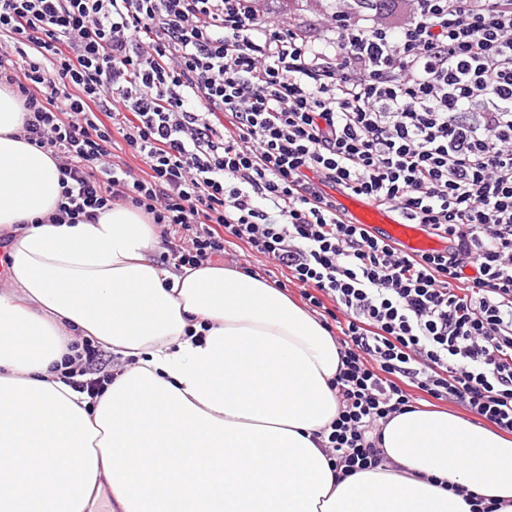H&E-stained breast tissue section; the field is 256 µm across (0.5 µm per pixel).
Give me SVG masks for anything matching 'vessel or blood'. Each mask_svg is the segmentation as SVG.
Returning <instances> with one entry per match:
<instances>
[{
  "instance_id": "b4317fda",
  "label": "vessel or blood",
  "mask_w": 512,
  "mask_h": 512,
  "mask_svg": "<svg viewBox=\"0 0 512 512\" xmlns=\"http://www.w3.org/2000/svg\"><path fill=\"white\" fill-rule=\"evenodd\" d=\"M345 207L353 221L365 225L380 238L397 242L406 252L442 250L446 241L428 236L420 225L404 224L395 216L375 205L356 197H347Z\"/></svg>"
}]
</instances>
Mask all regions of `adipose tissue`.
<instances>
[{
	"label": "adipose tissue",
	"mask_w": 512,
	"mask_h": 512,
	"mask_svg": "<svg viewBox=\"0 0 512 512\" xmlns=\"http://www.w3.org/2000/svg\"><path fill=\"white\" fill-rule=\"evenodd\" d=\"M0 89V512H471L512 501V439L443 411L396 415L379 466L319 446L340 348L279 288L214 263L159 267V231L116 205L52 224L56 161ZM127 359L95 398L63 376L75 342Z\"/></svg>",
	"instance_id": "adipose-tissue-1"
}]
</instances>
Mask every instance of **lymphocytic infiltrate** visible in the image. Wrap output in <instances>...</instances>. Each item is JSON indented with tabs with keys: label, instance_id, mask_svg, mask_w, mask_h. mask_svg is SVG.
<instances>
[{
	"label": "lymphocytic infiltrate",
	"instance_id": "obj_1",
	"mask_svg": "<svg viewBox=\"0 0 512 512\" xmlns=\"http://www.w3.org/2000/svg\"><path fill=\"white\" fill-rule=\"evenodd\" d=\"M257 2L0 0V86L57 162L55 222L126 204L175 271L241 241L302 284L339 331L344 475L381 463L418 391L511 435L512 0H330L317 34ZM342 194L450 246L407 254ZM101 356L64 359L92 397Z\"/></svg>",
	"mask_w": 512,
	"mask_h": 512
}]
</instances>
